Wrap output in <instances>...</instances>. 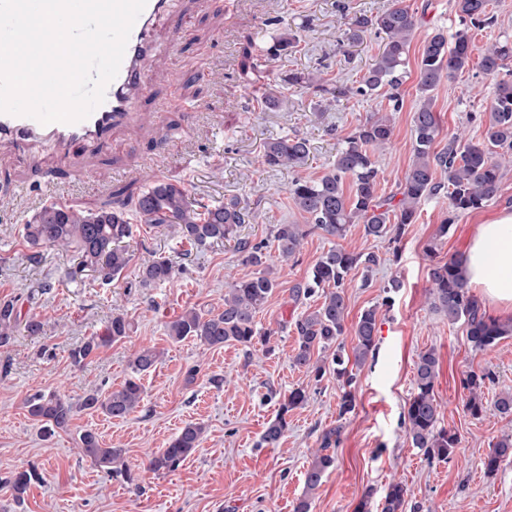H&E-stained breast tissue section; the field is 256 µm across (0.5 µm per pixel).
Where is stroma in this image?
<instances>
[{
  "mask_svg": "<svg viewBox=\"0 0 512 512\" xmlns=\"http://www.w3.org/2000/svg\"><path fill=\"white\" fill-rule=\"evenodd\" d=\"M405 2L418 26L409 74L399 89L400 111H393L383 96L366 101L350 95L328 107L315 87L288 82L292 73L321 77L329 88L359 80L376 60L382 39L369 33L361 44L345 45V24L354 15L377 14L391 0H176L178 14L190 17L191 25L183 29L171 22L157 28L161 53L152 64L154 86L138 105L134 128L115 131L109 147L75 148L65 163L48 148L34 162L0 149V298L15 299L21 313H37L43 322L41 335L21 332L0 348V477L31 464L42 476L20 504L0 486V512H293L319 435L337 424L342 442L336 462L310 512H356L368 490L371 512H380L394 481L412 491L405 512H512V461L491 476L483 466L492 444L512 434V416L494 408L497 396L512 393V337L488 351L471 349L462 323H449L433 308L427 281L432 258L463 256L483 217L512 211V158L504 162L497 199L459 215L447 236L436 235L449 212L443 196L422 202L415 224L396 246L351 225L343 246L378 253L382 262L367 277L354 270L346 290L348 323L376 308L378 336L375 358L357 373L356 408L344 417L338 414L335 376L315 382L291 361L293 323L306 306L291 300L290 289L333 245L321 231H312L295 258L277 265L279 286L256 316L258 327L273 333L270 354L259 344L211 348L191 339L175 342L166 334V323L184 309L220 312L228 284L254 274L253 266L241 264L235 240L197 248L172 227L134 224L130 264L106 285L91 275L71 281L68 252L47 247L41 262L31 263L23 238L33 211L16 188L22 184L34 190L51 178L64 189L66 203L85 208L139 191L154 179L181 182L199 207L236 196L256 214L253 223L242 225L241 236L270 239L275 225L307 221L292 202V182L321 176L342 138L376 112L390 116L394 127L391 144L375 153L378 193H395L412 160L411 119L420 101L416 60L432 32L452 34L461 28L454 0ZM288 32L296 34L295 44L273 55V46ZM246 47L260 75L253 85L240 78ZM271 92L281 98L280 107L265 106ZM494 94V79L475 65L442 81L433 93L438 145L455 135L483 142V125L469 115L487 112ZM294 135L309 141L306 163L267 166L265 143ZM431 243L436 246L432 258L425 252ZM157 257L172 260L175 279L141 286L140 267ZM394 278L401 287L388 305L383 288ZM46 281L52 288L45 292ZM118 313L133 324L129 338L73 366L71 349L101 332ZM141 346L161 351L162 361L143 377L145 396L136 412L115 420L80 411L68 429L42 439L39 423L23 405L26 396L56 391L76 399L93 386L111 392L128 378L129 356ZM429 348L439 358V424L461 439L447 462L425 460L402 425L414 363ZM192 367L198 373L190 382L186 373ZM484 369L496 380L484 390L486 413L475 420L464 411L467 392L461 380L469 371ZM297 387L306 389V403L289 412L288 429L277 446H262L267 424ZM190 421L206 428L201 447L176 471H144L148 458ZM87 427L96 429L105 445L125 450L128 465L141 477L139 485L111 479L81 459L77 434Z\"/></svg>",
  "mask_w": 512,
  "mask_h": 512,
  "instance_id": "obj_1",
  "label": "stroma"
}]
</instances>
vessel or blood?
<instances>
[{"label": "vessel or blood", "instance_id": "obj_1", "mask_svg": "<svg viewBox=\"0 0 512 512\" xmlns=\"http://www.w3.org/2000/svg\"><path fill=\"white\" fill-rule=\"evenodd\" d=\"M170 16L171 0H147L131 30L117 77L107 86L104 101L86 119L44 125L30 117L0 112V144L21 152L45 142L65 155L80 145L110 141L114 130L129 123L134 102L150 90L147 65L157 51L154 29Z\"/></svg>", "mask_w": 512, "mask_h": 512}]
</instances>
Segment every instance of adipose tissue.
<instances>
[{
  "mask_svg": "<svg viewBox=\"0 0 512 512\" xmlns=\"http://www.w3.org/2000/svg\"><path fill=\"white\" fill-rule=\"evenodd\" d=\"M464 271L490 305L512 311V213L477 225L465 250Z\"/></svg>",
  "mask_w": 512,
  "mask_h": 512,
  "instance_id": "1",
  "label": "adipose tissue"
}]
</instances>
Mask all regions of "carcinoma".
Returning a JSON list of instances; mask_svg holds the SVG:
<instances>
[{"instance_id":"carcinoma-1","label":"carcinoma","mask_w":512,"mask_h":512,"mask_svg":"<svg viewBox=\"0 0 512 512\" xmlns=\"http://www.w3.org/2000/svg\"><path fill=\"white\" fill-rule=\"evenodd\" d=\"M490 0H455L456 12L462 25L477 29L494 23L488 10ZM417 18L404 0L394 3L374 16H354L347 22L345 39L361 41L369 31L383 36V46L373 66L352 87L339 85L338 94L364 98L379 95L388 89L393 110L399 109L396 93L406 75L411 41L417 28ZM474 44L467 31L456 32L453 41L441 31L429 35L418 58L419 92L423 101L412 116L414 159L399 186L400 198L378 195V169L374 151L389 143L393 127L389 119L373 116L355 127L343 140L335 161L316 179H297L289 193L294 206L307 214L310 229L301 224H278L272 240L253 243L237 240L241 262L258 267L254 276L232 282L224 291V310L204 317L194 308L184 310L167 323V335L174 342L188 338L208 347L236 342L249 347L258 341L271 353L272 332L260 331L255 318L278 286V276L271 262V252L286 261L296 256L303 240L313 230L336 239L346 237L350 225H363L364 235L387 238L397 243L407 227L415 223L422 201L440 194L448 197L452 212L464 214L480 209L494 200L500 191L502 162L495 158L487 145L512 151V78H499L501 71L512 62V42H496L480 56L482 72L496 79L494 99L485 123L487 145L463 142L455 136L441 149L434 148L439 136V120L432 107L430 93L443 80L453 77L470 65ZM309 156L308 140L296 135L268 142L264 147V163L270 167H296ZM134 208L142 224H172L179 237L194 246L222 242L236 236L238 228L250 223L252 213L232 198L221 205L199 211L186 189L177 182L158 180L149 188L123 200L113 201L96 209L69 206H44L24 224V239L35 250L30 259L39 256L36 249L54 247L72 252L76 265L71 272L77 279L86 272L100 277L105 284L119 277L130 262L125 240L132 234L129 208ZM381 262L375 253H362L337 244L324 252L304 280L291 288L295 302L315 295L322 302L306 311L294 322L296 348L292 364L314 376L319 382L329 371L336 376L339 390L338 414L344 417L355 410L352 388L356 383L354 370L372 358L376 351L377 308L364 310L353 325L355 345L352 354L345 352L340 338L347 331L346 288L351 272L362 268L369 273ZM171 262L158 257L139 269L143 287L164 284L172 280ZM429 293L436 309L448 316L451 323L465 325L466 340L472 349L486 351L512 334V321H500L488 315L470 293L462 259L451 256L433 262L428 271ZM32 336L41 333L43 322L36 313L21 317L16 301L0 300V347L9 345L19 329ZM132 323L123 314L107 322L104 331L89 337L72 349L70 359L80 366L100 349L123 341L130 336ZM160 352L153 347H141L129 360L131 374L120 388L103 394L91 389L78 401L72 402L56 394H35L25 401L29 416L41 423L45 438L58 429L70 426L78 410L101 411L112 418H125L140 406L145 389L142 376L157 367ZM439 359L433 349L419 353L415 363L414 392L403 411V425L412 447L419 449L429 461H447L459 444L456 433L438 427L440 406L435 396V380ZM494 382L489 371L469 372L461 384L468 391L465 409L470 417L480 419L486 412L483 388ZM308 395L305 389L289 392L279 407L277 417L265 429L262 443L275 446L284 435L288 412L303 405ZM342 426L326 428L320 435L305 472V494L293 512H310L311 494L322 484L327 471L336 460V448L341 443ZM204 427L188 422L170 440L168 446L154 453L146 469L154 474L177 470L201 446ZM83 459L104 471L113 479L134 482L125 461L124 449L108 448L100 443L91 429L78 435ZM512 459V435L501 437L492 445L484 460L488 474H495L501 462ZM41 479L38 468L31 465L1 478L10 487L16 500H21L31 483ZM411 490L400 482L389 484L381 512H404Z\"/></svg>"}]
</instances>
